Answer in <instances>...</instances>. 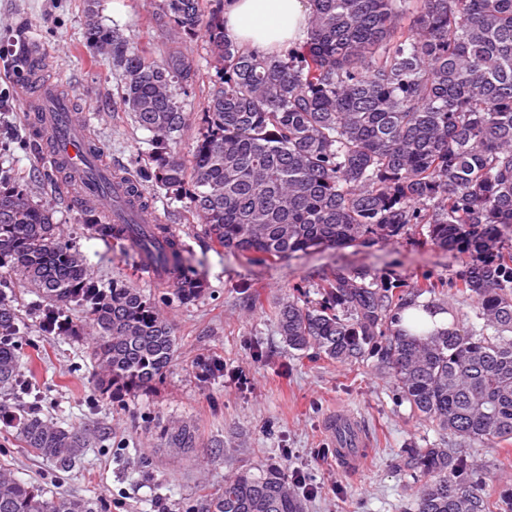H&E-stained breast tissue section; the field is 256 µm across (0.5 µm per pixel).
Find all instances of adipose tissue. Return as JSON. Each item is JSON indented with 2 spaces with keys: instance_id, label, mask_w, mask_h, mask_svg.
Returning a JSON list of instances; mask_svg holds the SVG:
<instances>
[{
  "instance_id": "1",
  "label": "adipose tissue",
  "mask_w": 512,
  "mask_h": 512,
  "mask_svg": "<svg viewBox=\"0 0 512 512\" xmlns=\"http://www.w3.org/2000/svg\"><path fill=\"white\" fill-rule=\"evenodd\" d=\"M308 0H225L224 34L241 47L272 54L302 41Z\"/></svg>"
}]
</instances>
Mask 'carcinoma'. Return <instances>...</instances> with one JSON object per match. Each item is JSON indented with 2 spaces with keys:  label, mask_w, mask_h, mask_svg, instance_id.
I'll return each instance as SVG.
<instances>
[{
  "label": "carcinoma",
  "mask_w": 512,
  "mask_h": 512,
  "mask_svg": "<svg viewBox=\"0 0 512 512\" xmlns=\"http://www.w3.org/2000/svg\"><path fill=\"white\" fill-rule=\"evenodd\" d=\"M85 42L123 76L120 101L152 134L144 179L187 201L218 246L248 260H277L361 238L392 237L409 224L431 242L482 260L462 278L480 326L410 333L397 327L415 294L374 288L333 273L321 301H283L279 332L294 350L328 360L374 354L413 415L472 443L512 439V0H309L307 37L282 54L244 49L224 36L223 15L204 0H164L180 38L204 33L219 87L199 113L189 155L178 149L191 121L175 87L191 72L183 54L154 59L99 22L87 0ZM128 203L147 208L127 182ZM80 219L104 241L134 224H108L85 207ZM0 424L29 452L61 470L92 447L87 425L61 428L38 416L19 370L23 323L16 289L35 293L44 325L78 336L67 310L93 330L91 397L99 402L160 382L177 351L164 307L193 305L206 291L180 273L163 295L128 279L104 288L26 181L0 169ZM175 454L198 446L197 427L160 430ZM397 468L416 487L414 512H498L512 487L490 485L463 453L440 444L402 449ZM99 499L55 492L0 466V512H102ZM184 512H304L285 471H241Z\"/></svg>",
  "instance_id": "obj_1"
}]
</instances>
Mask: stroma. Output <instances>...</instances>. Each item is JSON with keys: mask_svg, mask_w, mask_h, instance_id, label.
<instances>
[{"mask_svg": "<svg viewBox=\"0 0 512 512\" xmlns=\"http://www.w3.org/2000/svg\"><path fill=\"white\" fill-rule=\"evenodd\" d=\"M162 4L98 0L97 10L105 26L119 29L130 46L153 58L177 50L192 59L194 70L177 92L185 111L200 112L216 87L205 43L174 39L160 19ZM85 10V0H0V167L31 181L105 287L115 279L137 280L136 248L93 236L71 201V187L37 181L42 154L18 146L30 136L17 75L27 41L38 46L48 79L68 94L112 170L134 180L143 176L151 134L121 107L122 75L111 59L86 48ZM151 196L162 223L182 238L184 269L208 284L195 305L167 309L178 339L172 367L149 390L91 405L87 337L44 332L39 298L22 294L21 372L38 393L41 417L64 428L95 425L105 445L88 449L57 476L50 462L22 448L16 429L4 427L0 464L48 491L100 499L106 512H182L186 502L219 492L225 477L245 470L257 475L271 464L290 476L303 473L311 483L305 512H409L412 479L395 464L401 449L413 442L459 448L462 440L413 416L378 357L336 363L288 348L275 310L289 296L318 302L319 279L338 271L377 288L445 282L448 305L463 318L471 314V302L455 287L476 254L439 247L422 226L410 224L392 238L250 262L207 238L184 202L160 189ZM241 373L246 383H238ZM340 412L357 419L371 444L368 461L355 472L341 471L334 458L330 422ZM180 420L199 427L202 444L174 457L162 448L159 431Z\"/></svg>", "mask_w": 512, "mask_h": 512, "instance_id": "stroma-1", "label": "stroma"}]
</instances>
